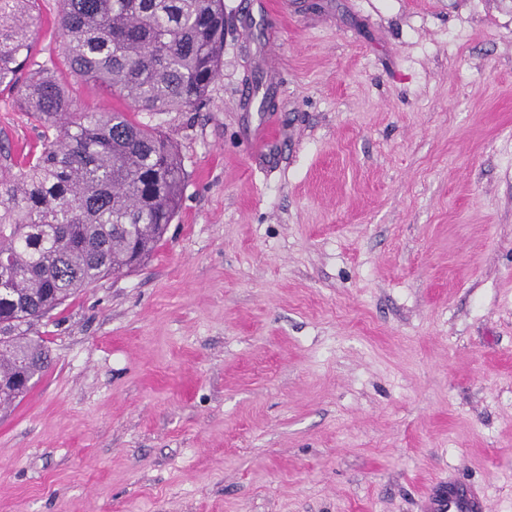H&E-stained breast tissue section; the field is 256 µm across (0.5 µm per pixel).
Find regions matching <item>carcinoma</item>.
<instances>
[{"instance_id":"1","label":"carcinoma","mask_w":512,"mask_h":512,"mask_svg":"<svg viewBox=\"0 0 512 512\" xmlns=\"http://www.w3.org/2000/svg\"><path fill=\"white\" fill-rule=\"evenodd\" d=\"M58 2L47 65L31 60L36 0H0V88L47 131L38 151L0 167V407L49 366L26 330L140 268L163 240L186 173L173 142L132 115L200 110L224 56V0ZM71 77L125 108L76 111Z\"/></svg>"}]
</instances>
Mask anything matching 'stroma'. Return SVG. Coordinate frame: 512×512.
Masks as SVG:
<instances>
[{
  "mask_svg": "<svg viewBox=\"0 0 512 512\" xmlns=\"http://www.w3.org/2000/svg\"><path fill=\"white\" fill-rule=\"evenodd\" d=\"M274 141L257 136L261 119ZM179 211L32 330L0 512H512V0H224ZM43 129L0 94V150ZM482 509L478 494L467 484L457 481L440 483L425 508L430 512H481Z\"/></svg>",
  "mask_w": 512,
  "mask_h": 512,
  "instance_id": "1",
  "label": "stroma"
}]
</instances>
